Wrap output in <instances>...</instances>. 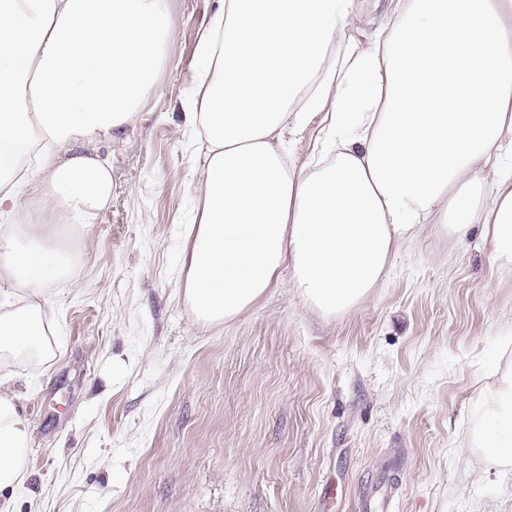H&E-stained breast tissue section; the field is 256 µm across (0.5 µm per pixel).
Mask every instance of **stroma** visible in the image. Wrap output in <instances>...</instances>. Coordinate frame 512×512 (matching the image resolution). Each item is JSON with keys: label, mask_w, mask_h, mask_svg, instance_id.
I'll use <instances>...</instances> for the list:
<instances>
[{"label": "stroma", "mask_w": 512, "mask_h": 512, "mask_svg": "<svg viewBox=\"0 0 512 512\" xmlns=\"http://www.w3.org/2000/svg\"><path fill=\"white\" fill-rule=\"evenodd\" d=\"M155 91L112 157V201L74 282L54 289L60 344L40 370L0 366L32 441L0 512H512V467L463 450L477 382L512 344V274L482 225H422L386 280L339 319L289 275L233 323L200 329L179 288L194 208L188 82L211 0H168Z\"/></svg>", "instance_id": "stroma-1"}]
</instances>
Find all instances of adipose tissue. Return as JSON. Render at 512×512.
Masks as SVG:
<instances>
[{
  "instance_id": "obj_1",
  "label": "adipose tissue",
  "mask_w": 512,
  "mask_h": 512,
  "mask_svg": "<svg viewBox=\"0 0 512 512\" xmlns=\"http://www.w3.org/2000/svg\"><path fill=\"white\" fill-rule=\"evenodd\" d=\"M167 0H0V364L57 348L52 288L71 281L112 199L118 140L156 87ZM193 80L172 88L203 130L182 295L204 328L236 320L290 274L302 302L343 317L423 224L482 225L512 273V0H214ZM315 155L291 139L317 114ZM512 465V361L478 383L463 441ZM31 438L0 387V492Z\"/></svg>"
}]
</instances>
